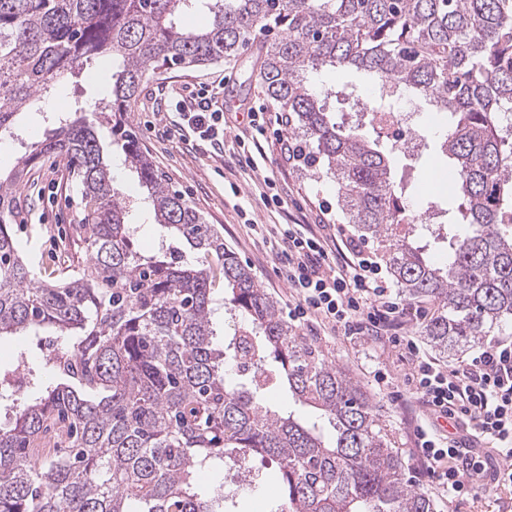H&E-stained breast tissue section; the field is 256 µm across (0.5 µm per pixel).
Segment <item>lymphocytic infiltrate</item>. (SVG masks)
Wrapping results in <instances>:
<instances>
[{
  "label": "lymphocytic infiltrate",
  "mask_w": 512,
  "mask_h": 512,
  "mask_svg": "<svg viewBox=\"0 0 512 512\" xmlns=\"http://www.w3.org/2000/svg\"><path fill=\"white\" fill-rule=\"evenodd\" d=\"M219 88L188 93L175 102L176 120L164 133L224 153L227 117ZM274 242L279 274L293 300L289 318L319 322L354 339L369 336L400 351L410 365L405 385L434 418L463 425L459 437L417 426L422 469L443 496L462 500L484 486L512 487V342L495 341L464 366L444 369L403 335L406 306L381 275L378 262L347 234L345 225L324 233L319 224H283Z\"/></svg>",
  "instance_id": "obj_1"
}]
</instances>
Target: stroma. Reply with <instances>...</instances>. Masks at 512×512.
Here are the masks:
<instances>
[{"label":"stroma","instance_id":"stroma-1","mask_svg":"<svg viewBox=\"0 0 512 512\" xmlns=\"http://www.w3.org/2000/svg\"><path fill=\"white\" fill-rule=\"evenodd\" d=\"M260 57L257 47H249L236 58L202 68H183L150 77L143 85L136 101L126 114L128 127L137 135L142 149L169 187L198 210L207 223L213 224L224 237V246L247 267L264 290L273 296L280 309H287L289 289L277 273L279 259L270 243L264 242L255 227L259 224H316L327 220L344 223L345 217L336 205V185L328 178L316 179L288 160L282 150L277 114L268 101L258 78ZM111 70L97 62L87 63L81 74L67 87L48 95L47 100L59 106L79 102L91 104L106 97L112 87ZM224 79L222 102L225 111L246 117L250 112H262L265 137L262 156L256 168L242 166L234 154L233 138H226L223 157H216L205 147L193 148L177 138L159 134L166 117L157 110L161 95L185 89L202 88L216 77ZM315 84L336 90L328 102L337 120L346 125H361L365 134L373 129L368 117L356 114L348 104L345 93L357 89L361 97H368L372 84L361 72H338L328 68L314 78ZM401 111L407 112L408 123L414 127L420 142L417 150L405 149L391 162L395 181L405 185L408 193L406 207L416 209L417 200L438 196L440 189L430 181L420 179V169H435L444 173L448 160L442 154L437 139L439 127L433 120L432 109L416 99L411 92H402L398 101ZM23 130L22 141L0 140V174L8 175L18 164L27 143L43 140L50 124L43 111L28 109L19 116ZM104 154L111 165L112 182L126 196L132 206L129 221L135 224L133 244L138 253L153 255L162 230L155 222L152 207L144 203L145 191L125 162V156L112 142L109 126H101ZM271 179L284 199L282 209L266 208L260 198L264 179ZM238 186L239 195H232L231 186ZM250 212L242 219L240 209ZM83 206L75 178L63 158L42 160L28 170L27 181L17 200L13 228L25 245V254L42 279H49L58 261H69L73 267H82L85 252L75 230L81 223ZM301 335L313 338L326 359L344 368L364 387L375 403L386 426L392 445L402 458L405 479L411 484L422 480L421 463L415 453L413 423L418 412L414 397L407 391L403 378L408 371L397 352L380 351L369 340H350L341 333L319 327H300ZM26 353L31 367L42 368L52 347L44 336L5 338L0 340V368L11 369L18 353ZM385 364L389 373L387 385L374 380L378 364ZM252 465L260 479L258 490H243L236 499V512H262L261 507L278 498L279 487L272 475L277 470L274 461L257 457ZM435 504V512H512V488L482 492L477 499L448 501L436 490H428Z\"/></svg>","mask_w":512,"mask_h":512}]
</instances>
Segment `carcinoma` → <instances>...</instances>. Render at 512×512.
Segmentation results:
<instances>
[{"label": "carcinoma", "mask_w": 512, "mask_h": 512, "mask_svg": "<svg viewBox=\"0 0 512 512\" xmlns=\"http://www.w3.org/2000/svg\"><path fill=\"white\" fill-rule=\"evenodd\" d=\"M190 11L208 13L209 25L181 26ZM271 29L281 35L266 42L260 80L288 118L294 157L336 182L348 223L389 240L402 292L438 303L422 328L430 346L456 355L512 321V131L501 124L512 112V0H0L1 140L83 65L119 62L110 96L88 108L94 119L62 113L0 178V337L49 328L64 356L37 374L18 355L37 390L26 400L0 371V407L12 412L0 426V512H229L238 489L205 490L199 474L229 466L249 474L239 486L257 488L256 456L278 465L283 495L269 512H434L404 479L362 386L283 318L123 132L121 114L156 71L233 58ZM327 66L411 89L447 116L448 208L423 198L409 213L389 161L398 147L326 111L329 92L311 77ZM106 114L171 233L147 258L131 247L136 227L103 161L95 117ZM44 155L68 159L85 210L76 231L86 266L54 282L37 276L7 224L25 170ZM431 215L448 217L443 263L416 242ZM182 245L205 263H181ZM228 362L249 380L227 379ZM274 380L316 415H283L265 399Z\"/></svg>", "instance_id": "obj_1"}]
</instances>
